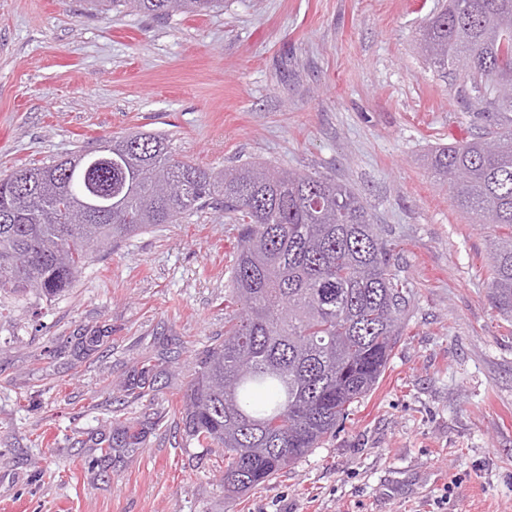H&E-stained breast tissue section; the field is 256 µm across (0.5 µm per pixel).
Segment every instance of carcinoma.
Masks as SVG:
<instances>
[{
    "instance_id": "cac0c4a2",
    "label": "carcinoma",
    "mask_w": 512,
    "mask_h": 512,
    "mask_svg": "<svg viewBox=\"0 0 512 512\" xmlns=\"http://www.w3.org/2000/svg\"><path fill=\"white\" fill-rule=\"evenodd\" d=\"M90 5L151 19L224 11V0ZM419 49L494 122L434 148L431 168L450 180L452 206L474 223L512 229V0H448L421 26ZM114 148L112 174L97 181L122 202L104 224L57 223L62 196L84 182L65 159L0 175V293L51 300L124 237L224 206L238 224L231 293L241 308L199 362L182 421L189 440L224 449L227 496L248 493L336 433L385 372L409 296L392 269V243L331 178L252 161L215 172L174 159L162 134L132 133ZM21 179L44 189L11 192ZM489 278L490 304L512 317V234L492 244Z\"/></svg>"
}]
</instances>
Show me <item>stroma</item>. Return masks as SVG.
Here are the masks:
<instances>
[{
	"instance_id": "35a3bbf8",
	"label": "stroma",
	"mask_w": 512,
	"mask_h": 512,
	"mask_svg": "<svg viewBox=\"0 0 512 512\" xmlns=\"http://www.w3.org/2000/svg\"><path fill=\"white\" fill-rule=\"evenodd\" d=\"M438 0H230L151 20L0 0V174L168 135L206 169L334 178L395 245L403 335L336 436L228 500L184 394L230 314L233 220L212 204L123 238L65 294L0 299V512H512V319L488 301L506 230L427 160L488 123L417 42Z\"/></svg>"
}]
</instances>
